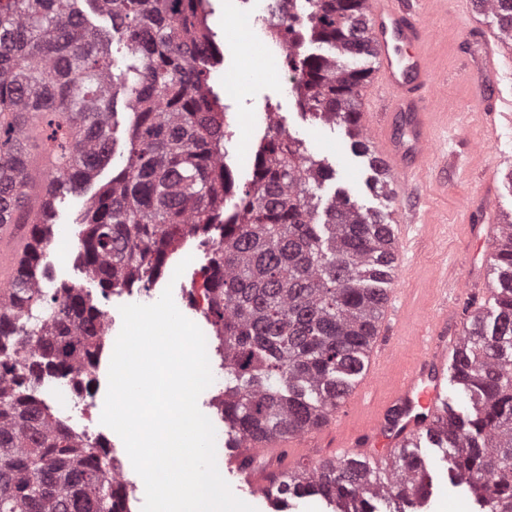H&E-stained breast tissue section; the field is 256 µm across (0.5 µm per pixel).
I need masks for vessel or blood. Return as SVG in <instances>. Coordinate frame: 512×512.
<instances>
[{
    "mask_svg": "<svg viewBox=\"0 0 512 512\" xmlns=\"http://www.w3.org/2000/svg\"><path fill=\"white\" fill-rule=\"evenodd\" d=\"M427 0H366L368 49L373 60L368 83L361 89L360 125L368 139L370 161L376 172L390 181V196L396 204L390 211L385 234L391 248L383 263L390 267V283L380 305L370 343L358 377L346 389L342 410L323 424L298 434L271 440L250 441L233 449L226 465L237 477L239 489L254 497L264 495L267 485L245 467L244 458L278 470L295 463L315 448H328L330 455L353 453L375 464L389 461L393 449L408 445L426 428L427 421L444 419L448 408V358L459 351L460 339L452 329L461 323L462 309L477 311L480 291L458 284L448 272L434 274L436 297L423 322V339L413 349L409 366H402L400 338L405 333L406 309L412 300L399 288L405 255L417 243L416 212L401 199L412 191L438 155L431 138L434 112L433 89L437 76L428 47L440 40L447 20L465 17L471 36L466 45L477 67V91L471 107L484 123V141L492 143L499 124H512V99L501 96L502 74L512 75V48L506 46L483 17L482 0H450L442 19L423 20ZM40 216L32 208L29 221L17 223L12 209L0 212V293L15 287L18 271L28 255L31 230ZM469 232L478 243L485 224L498 223L495 209L486 206L469 211ZM401 407L396 427H389L390 409Z\"/></svg>",
    "mask_w": 512,
    "mask_h": 512,
    "instance_id": "b4317fda",
    "label": "vessel or blood"
}]
</instances>
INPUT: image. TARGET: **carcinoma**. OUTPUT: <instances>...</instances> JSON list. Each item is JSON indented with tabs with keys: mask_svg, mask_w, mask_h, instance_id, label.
I'll use <instances>...</instances> for the list:
<instances>
[{
	"mask_svg": "<svg viewBox=\"0 0 512 512\" xmlns=\"http://www.w3.org/2000/svg\"><path fill=\"white\" fill-rule=\"evenodd\" d=\"M79 0H0V205L18 223L53 191L92 184L114 156L118 97L133 114L125 164L86 201L81 264L101 292L149 286L186 234L207 233L234 201V222L209 257L208 316L224 353V423L235 440H263L314 427L339 407L369 344L383 283L387 240L381 219L335 194L319 219L314 186L327 177L303 143L274 131L256 157L251 184L237 192L218 150L231 136L224 106L210 97L213 42L207 0H86L112 21L137 60L115 73L112 37ZM364 0H304L301 23L281 15L298 104L348 129L365 152L357 97L368 78L345 65L367 43ZM512 40V0H488ZM325 54L299 50L302 30ZM42 119L40 137L19 122ZM55 143L56 169L33 173L41 143ZM51 218L35 225L37 248L19 287L0 297V343L32 347L61 373L97 354L98 307L91 294L41 286L40 247ZM494 310L466 326L451 382L463 407L429 434L451 448L448 474L487 512H512V224L500 226L491 257ZM30 382L0 374V512H126V492L98 450L53 423L28 400ZM413 443L388 469L362 458L302 464L269 477L281 504L319 495L334 512H406L429 493L431 477Z\"/></svg>",
	"mask_w": 512,
	"mask_h": 512,
	"instance_id": "1",
	"label": "carcinoma"
}]
</instances>
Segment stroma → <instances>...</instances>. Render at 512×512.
Instances as JSON below:
<instances>
[{"label": "stroma", "mask_w": 512, "mask_h": 512, "mask_svg": "<svg viewBox=\"0 0 512 512\" xmlns=\"http://www.w3.org/2000/svg\"><path fill=\"white\" fill-rule=\"evenodd\" d=\"M209 3L207 24L226 59L225 68L212 69L209 83L226 107L232 139L239 144L226 160L237 186H247L253 179L256 155L267 137L256 115L267 109L276 112L289 135L301 140L314 159L328 168L330 176L318 192L321 200L341 190L359 207L387 216L394 201L370 190L368 159L352 153L345 128L303 114L287 90L283 55L268 51L251 26L240 20L238 11L227 10L225 0ZM468 37V22L458 16L431 49L433 65L443 78L432 137L438 154L447 157L448 163L432 165L418 187L402 199L418 214L421 244L405 257L400 285L424 306L433 301L428 279L435 270L449 269L462 282L472 273L475 242L465 227L464 206L491 204L503 214H512V185L491 176L496 153L512 156V125L499 128L495 151L467 152L460 146L461 141L476 140L481 132L480 116L467 105L475 70L474 61L461 54ZM421 453L428 462L433 496L416 512H480L471 493L449 480L445 449L426 444Z\"/></svg>", "instance_id": "stroma-1"}]
</instances>
